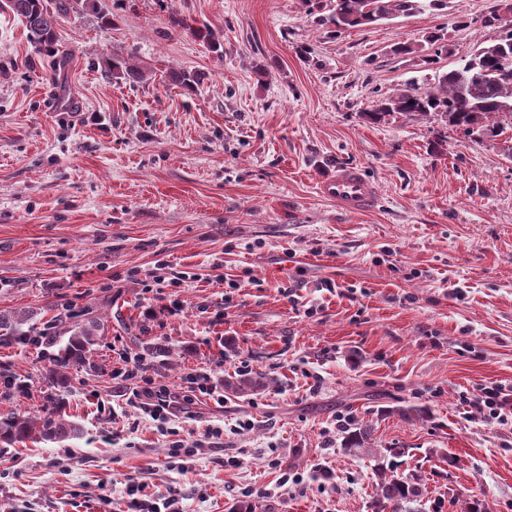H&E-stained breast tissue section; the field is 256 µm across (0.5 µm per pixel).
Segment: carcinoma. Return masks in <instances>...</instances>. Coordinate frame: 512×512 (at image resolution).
<instances>
[{
    "mask_svg": "<svg viewBox=\"0 0 512 512\" xmlns=\"http://www.w3.org/2000/svg\"><path fill=\"white\" fill-rule=\"evenodd\" d=\"M82 0H0V9L12 12L24 24L29 38L42 50L56 44L60 19L77 10ZM309 9L321 12L319 22L334 27V32L378 24L399 16L439 9L445 0H304ZM104 68L112 77L132 83L149 80V72L131 56L119 53L104 59ZM444 115L448 127L483 138L498 136L503 125L512 127V30L494 43L482 47L469 60L437 77L431 92L412 84L380 101L370 112L375 120L388 115ZM108 318L75 313L73 304L59 298L48 299L38 306L0 309V345L30 341L35 336L52 335L59 343L57 353L47 358L42 382L46 386L43 403L37 413L13 410L0 412V441L4 443L78 439L83 429L67 418L60 393L67 391L79 373H95L98 365L92 350L105 336ZM268 385L258 372H244L224 380L229 393L254 394ZM343 450L358 456L376 458L395 448H379L372 442L368 426H357L344 437ZM378 499L390 512H411L410 504L422 495L420 478L404 475L393 467L378 468Z\"/></svg>",
    "mask_w": 512,
    "mask_h": 512,
    "instance_id": "1",
    "label": "carcinoma"
}]
</instances>
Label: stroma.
Returning a JSON list of instances; mask_svg holds the SVG:
<instances>
[{
	"label": "stroma",
	"instance_id": "obj_1",
	"mask_svg": "<svg viewBox=\"0 0 512 512\" xmlns=\"http://www.w3.org/2000/svg\"><path fill=\"white\" fill-rule=\"evenodd\" d=\"M499 2L337 34L303 0H88L51 53L0 12V308L55 295L109 315L99 372L66 395L83 437L0 442V512H127L130 476L156 512L173 485L182 512H381L374 460L341 446L360 424L420 476L413 512L472 497L512 512V424L474 403L512 387V130L367 116L504 35ZM202 24L219 51L191 34ZM434 34L448 52L432 59ZM115 52L150 79L112 78ZM172 70L200 82L174 85ZM341 163L377 184L373 210L317 195ZM217 265L226 284L207 280ZM154 277L181 285L144 291ZM124 357L158 385L197 371L220 388L242 370L271 383L203 397L166 433L120 397ZM45 358L0 346V375L23 386L0 412L40 405ZM175 440L205 449L173 458Z\"/></svg>",
	"mask_w": 512,
	"mask_h": 512
}]
</instances>
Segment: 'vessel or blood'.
Returning a JSON list of instances; mask_svg holds the SVG:
<instances>
[{
    "label": "vessel or blood",
    "instance_id": "1",
    "mask_svg": "<svg viewBox=\"0 0 512 512\" xmlns=\"http://www.w3.org/2000/svg\"><path fill=\"white\" fill-rule=\"evenodd\" d=\"M318 194L336 203L347 213H360L371 209L377 199L374 182L355 164L337 167L333 173L321 177L316 183Z\"/></svg>",
    "mask_w": 512,
    "mask_h": 512
}]
</instances>
